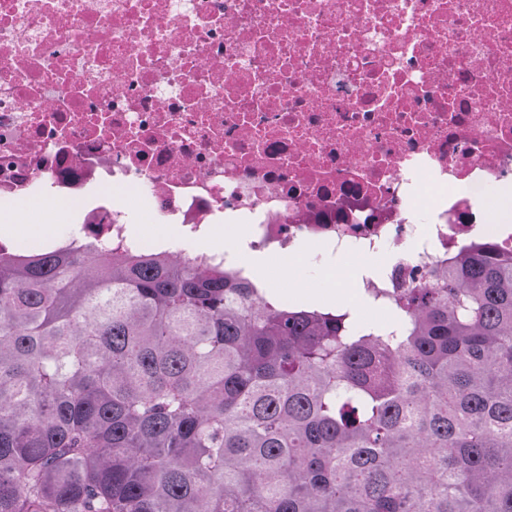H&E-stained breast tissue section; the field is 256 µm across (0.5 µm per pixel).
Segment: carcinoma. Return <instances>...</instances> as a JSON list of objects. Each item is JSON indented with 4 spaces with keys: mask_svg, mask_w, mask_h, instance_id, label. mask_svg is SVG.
I'll return each instance as SVG.
<instances>
[{
    "mask_svg": "<svg viewBox=\"0 0 512 512\" xmlns=\"http://www.w3.org/2000/svg\"><path fill=\"white\" fill-rule=\"evenodd\" d=\"M388 323L94 242L0 255V512H512V251Z\"/></svg>",
    "mask_w": 512,
    "mask_h": 512,
    "instance_id": "cac0c4a2",
    "label": "carcinoma"
}]
</instances>
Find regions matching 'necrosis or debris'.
Returning <instances> with one entry per match:
<instances>
[{"label": "necrosis or debris", "mask_w": 512, "mask_h": 512, "mask_svg": "<svg viewBox=\"0 0 512 512\" xmlns=\"http://www.w3.org/2000/svg\"><path fill=\"white\" fill-rule=\"evenodd\" d=\"M50 202L201 268L241 267L197 246L223 220L311 244L370 299L512 250V0H0V210Z\"/></svg>", "instance_id": "obj_1"}]
</instances>
